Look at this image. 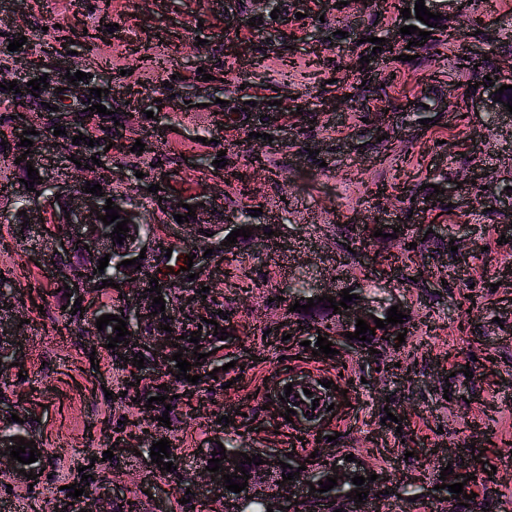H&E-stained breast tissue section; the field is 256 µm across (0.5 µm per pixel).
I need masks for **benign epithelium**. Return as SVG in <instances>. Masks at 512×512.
<instances>
[{
	"instance_id": "obj_1",
	"label": "benign epithelium",
	"mask_w": 512,
	"mask_h": 512,
	"mask_svg": "<svg viewBox=\"0 0 512 512\" xmlns=\"http://www.w3.org/2000/svg\"><path fill=\"white\" fill-rule=\"evenodd\" d=\"M425 6L433 13H441L448 15L453 13L457 16L462 15L465 10V2L463 0H425ZM27 138L33 141V147L30 148V154L27 160H32L33 155L38 153L45 147H56L57 153L68 158L77 155V146L64 142L57 144V140L50 135H27ZM17 198L21 203V209L26 214L39 215L45 211L47 206L53 202L60 203L64 210L60 211V220L56 227L61 229V238L55 240L54 244L47 249L46 256L52 273L60 274L58 285L64 284L70 286V292L73 295L86 296L98 290L99 285L104 280H113L115 284L128 283V280L135 278L140 279L142 271L136 269L132 265L127 268H117L126 259L139 258L140 251L146 246V242L152 239V236H144L137 232V229L144 224L142 213L138 208L120 202L117 198L111 197L108 192H103V196L99 197L95 194L87 193L81 189L78 184H73L64 190L60 186V181L55 180L45 183L40 194L22 189L16 192ZM112 199L113 204L120 207L118 214L120 217L128 218L131 225L130 236L126 237L121 245H113V240L108 237L112 232V226L104 225L103 221L97 219V215H106L103 206L106 205V199ZM240 228V225L226 224L224 229H215L214 241L210 245L196 246L192 253L196 254L194 258L193 270L203 269L209 266L212 256H204L207 249H214V252H228L235 249V245L226 246L224 241L232 230ZM89 249H84V246ZM112 257L109 268L104 270L102 274L93 273V269L99 266L98 258L105 255ZM151 292L139 288L133 294L132 302L123 307L124 317L138 324V327L146 335L152 338L154 344L148 347V352L154 359L167 363L172 360L174 353L183 352V359L189 362L197 361V356L193 355L190 349H183L181 341L176 339L175 333L166 332L159 327V320L151 315L154 311L152 307L153 299L150 298ZM397 305L392 301L384 305L369 300L354 299L348 303V308L342 310V313L334 315L336 330L327 333L326 338L329 341L336 339H345V334L352 331L356 327V319L361 318L367 322L375 332L391 343L397 342V335L400 329L392 324L385 325V328L376 327L374 318L384 319V312L391 307ZM242 452L247 455L259 454L261 459L265 460V464L255 466L250 471L248 486L242 490L235 500L229 503L231 512H255L256 504L262 502L271 505L273 512H295L296 505L294 501L305 500L307 502H317L324 498V494L318 492V481L326 480L334 475L338 476L336 489L344 491L354 487L352 478L355 475L369 477L373 474V470L352 468L347 464L332 465L331 461L335 460V455L328 454L315 458V463L305 462L307 470L298 471L299 464L288 459L286 463L291 465L287 469L291 472H299V477L283 482L282 474L287 471L281 467L279 460L282 456L270 453L265 450L255 448H242L240 450L233 449L227 453V459L224 460V471L235 469L233 461H242L243 457L236 455V452ZM213 473L200 468L198 474H184V477L199 485L204 483L210 486V492L213 495L224 494V485L217 484L211 479ZM315 485L317 491L310 492V485ZM291 500H286V497ZM285 509H280V506ZM87 512H112V499L106 487L101 485L93 493L88 506L85 507Z\"/></svg>"
}]
</instances>
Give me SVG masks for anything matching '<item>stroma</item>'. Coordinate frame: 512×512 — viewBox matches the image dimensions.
Returning a JSON list of instances; mask_svg holds the SVG:
<instances>
[{"mask_svg":"<svg viewBox=\"0 0 512 512\" xmlns=\"http://www.w3.org/2000/svg\"><path fill=\"white\" fill-rule=\"evenodd\" d=\"M227 0H0V69L16 90L0 88V275L26 267L0 304L21 372L0 378V410L27 415L48 458L44 474L26 487L0 462V512H38L33 492L50 496L71 484L88 450L136 435L134 403L104 391L126 377L96 337L63 341L56 329L67 299L43 264L57 210L47 226L16 236L12 164L14 115L38 126L54 112L86 110L72 98L68 73L82 71L81 90L105 89L106 114L92 113L84 137L111 138L116 167L112 192L138 207L160 234L195 241L193 227H178L172 205L199 195L211 199L206 223L221 224L241 210L258 211L273 229L235 253L215 255L200 277L223 302L235 328L212 341L208 375L194 387L190 406L163 436L176 444L184 471L215 441L308 458L322 448L337 460L354 455L362 467L382 469L390 512H438L431 489L445 467L460 468L465 445L484 454L478 464L496 503L512 512V223L472 207L461 184L469 172L492 173L491 191L512 187V115L471 107L470 76L450 51L412 61L391 60L361 43L363 29L390 38L404 21L398 12L370 11L366 0H280L278 16L258 14L251 0H236L243 18L261 25L226 29ZM492 42L501 84L512 85V0H473ZM74 54L58 64L43 58L44 44ZM19 50L8 51L12 40ZM208 80H200V73ZM241 80H233V73ZM47 76L42 96L27 93L30 80ZM356 110L346 106L347 96ZM431 126H423L425 118ZM143 153H134L135 141ZM243 171L244 184L224 179L217 156ZM160 185L151 193V185ZM413 188L432 198L421 223L432 225L425 254L399 287L392 271L374 264L392 251V238L368 236L376 223L391 225L405 207L385 212L375 192ZM355 284L360 297H396L414 333L401 347L380 342L368 361L337 343L335 355H313L316 332L293 324L288 309L299 288ZM40 285L46 307L33 306L30 285ZM472 321L460 329L463 311ZM338 385L334 409L319 422L285 419L280 396L307 369ZM232 424L219 423V416ZM120 496L139 497L143 512L167 504L177 512L174 483L161 479L145 456L123 449L104 473ZM416 499L396 498L401 482ZM11 492H4V485Z\"/></svg>","mask_w":512,"mask_h":512,"instance_id":"35a3bbf8","label":"stroma"}]
</instances>
